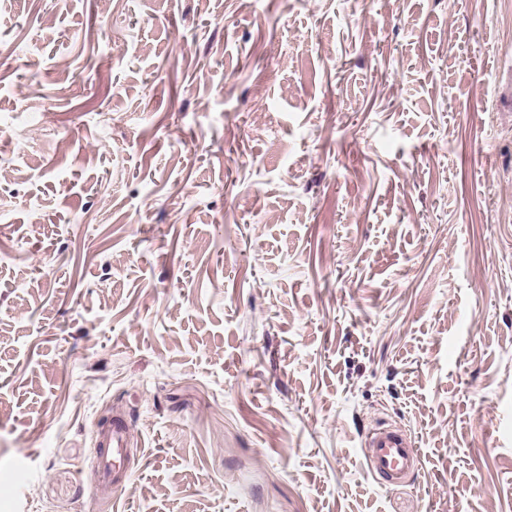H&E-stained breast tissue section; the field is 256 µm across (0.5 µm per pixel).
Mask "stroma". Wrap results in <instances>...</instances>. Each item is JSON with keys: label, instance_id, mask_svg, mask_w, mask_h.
Here are the masks:
<instances>
[{"label": "stroma", "instance_id": "obj_1", "mask_svg": "<svg viewBox=\"0 0 512 512\" xmlns=\"http://www.w3.org/2000/svg\"><path fill=\"white\" fill-rule=\"evenodd\" d=\"M0 169V512H512V0H0ZM95 435L96 447L101 448L96 461L97 480L99 485L112 490V485H119L129 476L126 465L129 436L124 419L116 416L98 424ZM361 447L369 473L383 486L406 483L418 466L411 436L396 424L370 428L362 436Z\"/></svg>", "mask_w": 512, "mask_h": 512}]
</instances>
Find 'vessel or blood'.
Here are the masks:
<instances>
[{
  "instance_id": "vessel-or-blood-1",
  "label": "vessel or blood",
  "mask_w": 512,
  "mask_h": 512,
  "mask_svg": "<svg viewBox=\"0 0 512 512\" xmlns=\"http://www.w3.org/2000/svg\"><path fill=\"white\" fill-rule=\"evenodd\" d=\"M95 435L98 483L106 488L119 485L129 475V436L123 418L116 416L97 425ZM361 447L369 473L381 485L406 483L418 466L412 439L401 426L382 423L370 428L362 436Z\"/></svg>"
}]
</instances>
